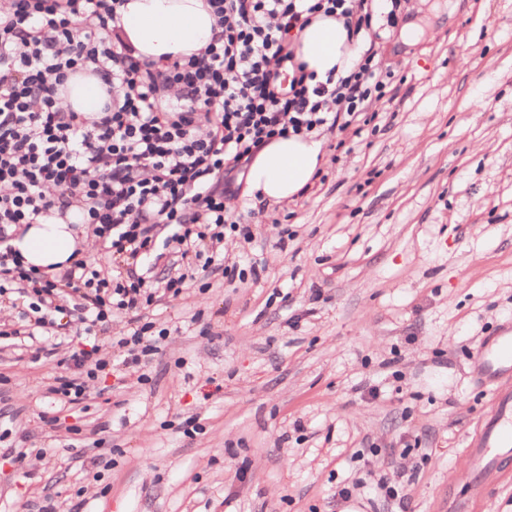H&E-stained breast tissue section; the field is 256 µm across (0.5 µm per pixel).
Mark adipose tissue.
I'll return each mask as SVG.
<instances>
[{"label":"adipose tissue","instance_id":"obj_1","mask_svg":"<svg viewBox=\"0 0 512 512\" xmlns=\"http://www.w3.org/2000/svg\"><path fill=\"white\" fill-rule=\"evenodd\" d=\"M213 34V18L205 0H128L123 40L136 54L154 61L190 54L205 46ZM295 54L316 80L346 74L359 48L335 16H312L295 44ZM321 145L309 138L272 140L254 158L248 172L252 190L280 201L298 195L315 176ZM77 231L68 224L21 226L13 241L25 262L41 272H59L77 246Z\"/></svg>","mask_w":512,"mask_h":512}]
</instances>
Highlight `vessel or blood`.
<instances>
[{
  "label": "vessel or blood",
  "mask_w": 512,
  "mask_h": 512,
  "mask_svg": "<svg viewBox=\"0 0 512 512\" xmlns=\"http://www.w3.org/2000/svg\"><path fill=\"white\" fill-rule=\"evenodd\" d=\"M479 369L488 382L512 376V332L484 341L479 349ZM512 453V391L497 392L489 418L472 440L467 453L469 470L484 481L499 477L500 456Z\"/></svg>",
  "instance_id": "vessel-or-blood-1"
}]
</instances>
